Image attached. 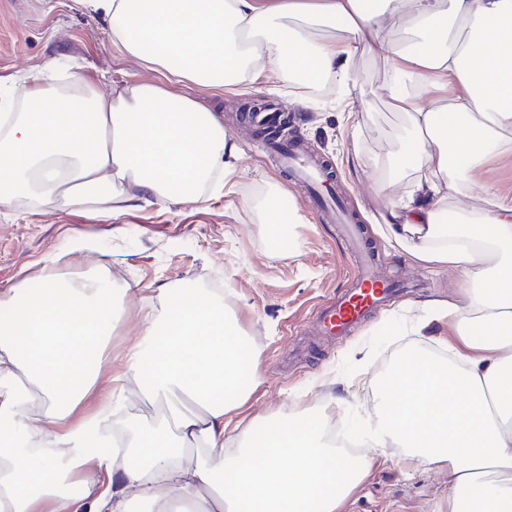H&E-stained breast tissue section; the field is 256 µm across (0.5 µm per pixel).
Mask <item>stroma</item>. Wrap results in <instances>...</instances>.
I'll return each mask as SVG.
<instances>
[{
	"mask_svg": "<svg viewBox=\"0 0 512 512\" xmlns=\"http://www.w3.org/2000/svg\"><path fill=\"white\" fill-rule=\"evenodd\" d=\"M107 30L104 17L76 0H0V99L18 98L28 71L44 68L60 76L71 61L85 83L105 93L158 80V73L113 48ZM276 82L271 76L224 91L188 82L172 87L219 114L243 150L241 174L221 196L199 204L137 205L112 216L26 202L0 208V299L23 276H36L47 255L58 257L60 274L108 276L126 307L108 342L113 360H121L143 330V299L159 302L170 288L223 296L229 316L257 349L263 376L235 416L237 438L225 446L228 455L271 419L304 416L352 434L362 431L397 357L412 350L438 355L441 341H454L447 324L432 323L423 336L413 326L430 302L456 300L465 286L451 271L423 267L407 251L391 248L381 234L386 206L406 196L412 177L401 174L394 186H385L372 163L399 149L407 133L404 116L382 98L345 115L331 84L298 95L282 92L276 96L291 108L290 132L327 164L379 274L411 287L342 339L305 335L314 311L348 287L356 255L338 225L321 221L307 205L303 188L242 116L251 100L273 96ZM356 151L358 166L350 162ZM484 183L512 198V148L500 150L451 192L440 223L465 224L470 212L485 208L479 194ZM274 191L301 217L283 225L277 239L262 208ZM329 381L343 399L333 411L325 407ZM447 496L445 471L427 465L408 470L401 450L386 448L376 452L344 512H436Z\"/></svg>",
	"mask_w": 512,
	"mask_h": 512,
	"instance_id": "1",
	"label": "stroma"
}]
</instances>
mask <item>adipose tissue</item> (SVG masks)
I'll list each match as a JSON object with an SVG mask.
<instances>
[{
	"mask_svg": "<svg viewBox=\"0 0 512 512\" xmlns=\"http://www.w3.org/2000/svg\"><path fill=\"white\" fill-rule=\"evenodd\" d=\"M108 21L113 47L162 80L107 94L79 74L27 73L18 113H0V205L114 212L129 202L179 205L221 195L238 173V147L220 119L173 82L230 88L268 76L300 87L333 80L350 96L360 48L386 60L389 106L409 131L376 164L386 183L414 175L390 204V247L457 272L463 303H438L418 326L444 319L458 342L447 355L397 360L373 406V448L402 449L413 465L448 473L447 512H512V201L492 186L475 224L438 221L446 191L512 132V0H86ZM417 41L393 36L396 22ZM337 27L334 36L320 35ZM44 259L39 285L0 301V512H342L368 475V455L324 442L319 422H271L262 445L224 453L231 415L262 382L244 358L223 299L164 291L141 306L143 333L113 391L97 390L112 326L122 313L111 280L68 279ZM163 403L167 418L131 425L112 446L105 424L116 396ZM95 399V413L81 407ZM204 443L207 461L187 460ZM83 473L78 493L63 489Z\"/></svg>",
	"mask_w": 512,
	"mask_h": 512,
	"instance_id": "adipose-tissue-1",
	"label": "adipose tissue"
}]
</instances>
